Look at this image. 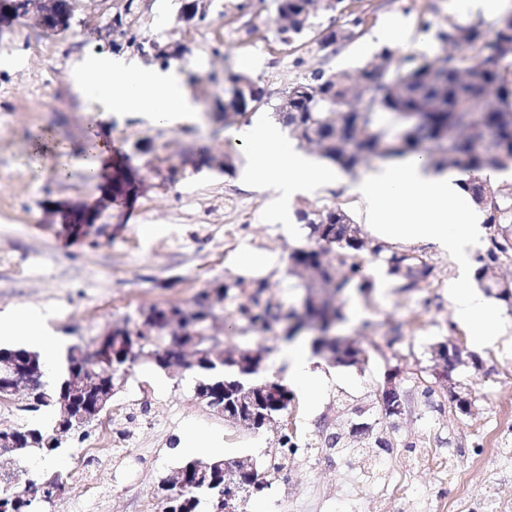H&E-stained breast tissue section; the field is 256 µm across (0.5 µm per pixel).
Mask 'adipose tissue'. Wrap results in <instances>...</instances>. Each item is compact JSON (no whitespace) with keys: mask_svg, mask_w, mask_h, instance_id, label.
Instances as JSON below:
<instances>
[{"mask_svg":"<svg viewBox=\"0 0 512 512\" xmlns=\"http://www.w3.org/2000/svg\"><path fill=\"white\" fill-rule=\"evenodd\" d=\"M84 97L100 100L108 112H146L161 124L171 122L176 112H193L197 106L190 89L159 72L131 68L110 58L86 59L75 82ZM238 146L249 151L251 179L272 183L294 197L318 186H335L338 172L320 165L296 150L270 128H246L232 132ZM468 176L448 168L435 170L423 159L410 157L398 163L378 164L351 189L361 202L366 225L380 240L398 243L425 242L451 254L463 253L482 236L486 214L466 199ZM458 321L470 327L475 342L496 340L503 319L478 294L457 282L450 291ZM21 340L36 345L46 368H57L61 339L41 316L17 313L0 317V341ZM278 364L287 368L298 389L316 397L322 387L310 349L302 343L281 348Z\"/></svg>","mask_w":512,"mask_h":512,"instance_id":"1","label":"adipose tissue"}]
</instances>
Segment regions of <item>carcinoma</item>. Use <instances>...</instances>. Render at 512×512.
I'll list each match as a JSON object with an SVG mask.
<instances>
[{
    "label": "carcinoma",
    "mask_w": 512,
    "mask_h": 512,
    "mask_svg": "<svg viewBox=\"0 0 512 512\" xmlns=\"http://www.w3.org/2000/svg\"><path fill=\"white\" fill-rule=\"evenodd\" d=\"M123 10L112 33L126 46L143 51L134 29V0H123ZM275 24L280 41L292 44L313 32L314 13L305 7L314 0H275ZM181 15L204 20L207 16L201 0H182ZM442 44H451L462 56H446L439 60L415 52L396 56L395 49L385 46L379 61L368 62L354 71L318 70L295 85L307 89L294 101L291 111L277 116L299 141L314 144L322 157L346 172L354 171L368 157L382 160L418 155L426 157L436 168L452 167L462 172L501 169L493 154L506 148L512 151V109L498 110L494 100L512 103V22L506 20L486 29L484 23L460 25L453 22L436 33ZM153 58L167 67L179 57L169 45L153 43ZM224 99L217 107L224 119L248 115L249 108L268 102L267 92L243 73L224 75ZM483 180L472 178L465 189L475 205L488 218L497 220L498 235L487 240L485 254L475 278L485 292L512 306V287L498 278L495 269L512 262V185H495L493 194L483 196ZM299 223L308 226L311 247L295 250L292 266L311 273L306 288H331L337 295L350 288L361 291L372 287L354 253L367 250L380 257L389 274L403 281L401 290L418 286L431 275L432 268L417 257L393 250L369 237L345 211L297 212ZM264 283L258 282L247 298L238 303L236 313L247 328L271 331L278 322L270 301H261ZM312 334L310 346L318 353L336 347V325L345 321L339 306L322 304L308 311ZM68 375L58 377L54 384L41 381L36 385L35 406L55 409V398L65 389ZM196 382L219 381L232 383L245 380L236 368L213 362L195 371ZM371 415L382 430L393 427V417L382 413L378 395L369 400ZM18 477L11 487H5L9 476ZM11 475L0 473V512H42V504L50 499L37 494L33 497L14 494L24 489L27 470L18 465ZM221 476L200 481L192 491L186 512H197L201 499H206L211 512H218Z\"/></svg>",
    "instance_id": "1"
}]
</instances>
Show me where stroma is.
I'll return each instance as SVG.
<instances>
[{"mask_svg":"<svg viewBox=\"0 0 512 512\" xmlns=\"http://www.w3.org/2000/svg\"><path fill=\"white\" fill-rule=\"evenodd\" d=\"M115 7L116 0H76L68 29L49 31L26 16L0 37V315L39 309L67 345H90L112 327L140 328L150 308L188 305L225 285L228 296L214 304L210 334L229 353L265 348V376L286 379L276 363L283 326L243 334L232 325L245 295L234 286L231 262L248 247L268 254L277 267L264 277L265 297L299 304L300 278L279 269L309 243L296 210L338 208L364 223L348 187L367 170L344 173L342 186L290 202L272 186L245 183L246 155L231 131L278 119L267 104L246 120L210 119L217 91L209 76L242 72L274 96L314 70H353L371 61L382 48L380 27L395 18L416 32L410 49L435 55L441 51L435 32L452 19L448 0H344L343 12H317L314 22L323 28L358 16L366 21L361 37L333 53L307 39L281 44L274 0H208L201 22L181 18L180 0H136L139 40L180 47L173 74L198 78L191 87L198 111L166 126L135 112L103 114L99 101L74 90L91 55L114 53L135 67L152 65L136 49L113 50ZM95 141L133 169V196L112 199L107 174L95 181L85 175L83 155ZM40 149L49 158L60 150L69 154L68 176L38 175ZM75 205L98 210L96 223L81 230L66 223ZM402 250L426 260L431 276L404 291L373 255L358 253L373 286L342 295L345 313L363 316L360 324H345L343 333L369 363L346 368L317 356L325 383L319 401L299 394L288 411L295 452L282 447L278 432L243 430L199 404L191 370L164 372L143 358L117 381L111 432L91 427L88 440H64L48 460L29 450L31 479L41 480L48 469L82 470L98 486L91 498L84 481H68L43 512H157L159 483L186 461L179 446L191 426L218 437L224 458L250 456L259 463L266 488L238 499L237 512H253L260 502L266 512H428L423 501L407 507L381 488L399 479L428 496L454 499V485L430 460L434 452L456 457L472 490L493 499L497 512H512V463L496 468L488 459L489 449L512 451V324L495 342L476 345L449 298L454 283L474 282L484 248L458 256L414 242ZM441 341L462 349L463 362L451 377L472 396L469 414L455 411L436 375L432 348ZM391 369L400 371V391L409 401L394 447L365 449L360 459L325 447L322 428L335 426L337 399H363ZM373 458L386 461L384 473H368L365 462Z\"/></svg>","mask_w":512,"mask_h":512,"instance_id":"stroma-1","label":"stroma"}]
</instances>
